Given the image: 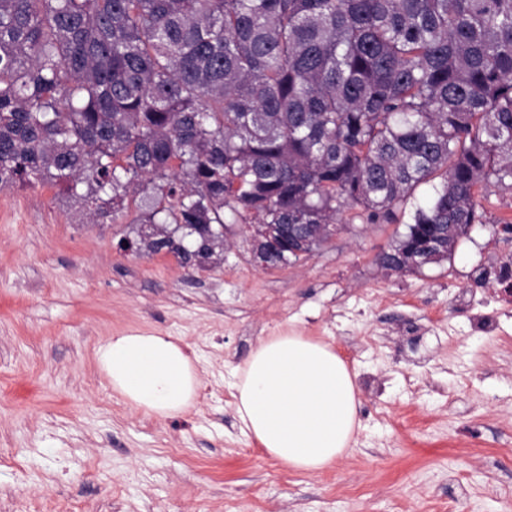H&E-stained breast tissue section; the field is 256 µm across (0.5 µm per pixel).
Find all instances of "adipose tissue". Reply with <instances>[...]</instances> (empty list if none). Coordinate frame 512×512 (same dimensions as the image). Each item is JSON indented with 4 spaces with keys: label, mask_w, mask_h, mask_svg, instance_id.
Instances as JSON below:
<instances>
[{
    "label": "adipose tissue",
    "mask_w": 512,
    "mask_h": 512,
    "mask_svg": "<svg viewBox=\"0 0 512 512\" xmlns=\"http://www.w3.org/2000/svg\"><path fill=\"white\" fill-rule=\"evenodd\" d=\"M113 393L161 418L193 402L195 359L178 339L135 330L95 354ZM235 410L246 434L288 467L316 473L349 447L361 401L345 363L326 344L291 331L259 340L239 369Z\"/></svg>",
    "instance_id": "obj_1"
}]
</instances>
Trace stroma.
I'll return each mask as SVG.
<instances>
[{
	"instance_id": "1",
	"label": "stroma",
	"mask_w": 512,
	"mask_h": 512,
	"mask_svg": "<svg viewBox=\"0 0 512 512\" xmlns=\"http://www.w3.org/2000/svg\"><path fill=\"white\" fill-rule=\"evenodd\" d=\"M479 203L485 223L419 271L381 270L405 227L363 216L285 267L235 234L190 268L121 251L129 218L92 223L61 186L0 188V512H512V305L482 278L512 261V192ZM484 304L504 333L472 330ZM283 328L329 344L359 390L352 446L317 473L235 411L238 368ZM137 329L196 357L183 415L134 410L99 373L96 349Z\"/></svg>"
}]
</instances>
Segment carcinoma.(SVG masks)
I'll return each mask as SVG.
<instances>
[{
    "instance_id": "obj_1",
    "label": "carcinoma",
    "mask_w": 512,
    "mask_h": 512,
    "mask_svg": "<svg viewBox=\"0 0 512 512\" xmlns=\"http://www.w3.org/2000/svg\"><path fill=\"white\" fill-rule=\"evenodd\" d=\"M46 181L95 221L153 199L134 242L185 263L295 225L272 268L429 185L376 263L448 261L512 190V0H0V188Z\"/></svg>"
}]
</instances>
